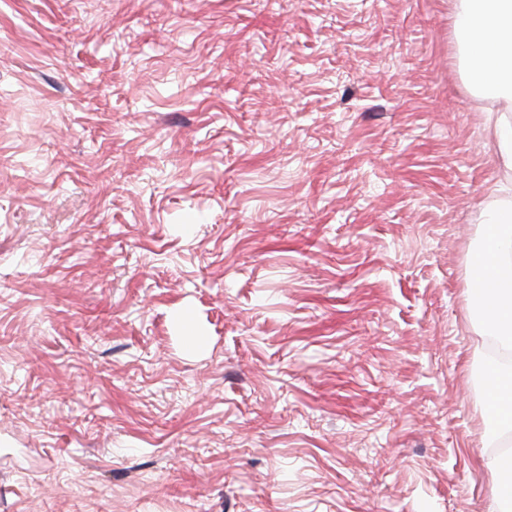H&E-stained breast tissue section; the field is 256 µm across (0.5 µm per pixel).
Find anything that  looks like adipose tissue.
Wrapping results in <instances>:
<instances>
[{
    "instance_id": "obj_1",
    "label": "adipose tissue",
    "mask_w": 512,
    "mask_h": 512,
    "mask_svg": "<svg viewBox=\"0 0 512 512\" xmlns=\"http://www.w3.org/2000/svg\"><path fill=\"white\" fill-rule=\"evenodd\" d=\"M453 29L470 86L491 102L485 124L502 165L485 215L492 234L472 270L498 287L477 298L473 316L481 335L512 353V0H455Z\"/></svg>"
}]
</instances>
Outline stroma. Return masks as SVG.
Returning <instances> with one entry per match:
<instances>
[{
    "label": "stroma",
    "mask_w": 512,
    "mask_h": 512,
    "mask_svg": "<svg viewBox=\"0 0 512 512\" xmlns=\"http://www.w3.org/2000/svg\"><path fill=\"white\" fill-rule=\"evenodd\" d=\"M453 12L0 0V512H491Z\"/></svg>",
    "instance_id": "35a3bbf8"
}]
</instances>
